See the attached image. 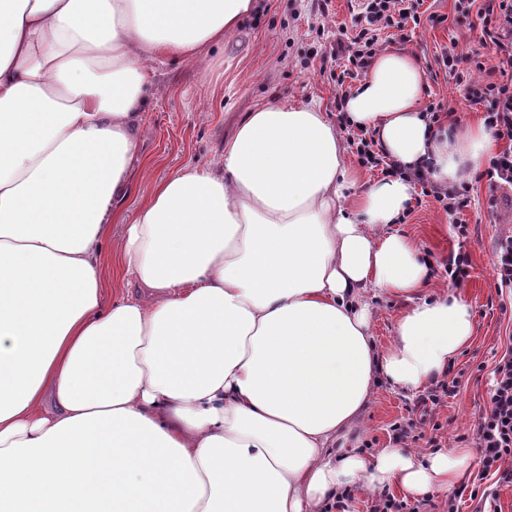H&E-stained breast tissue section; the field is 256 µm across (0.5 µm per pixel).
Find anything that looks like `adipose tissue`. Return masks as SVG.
<instances>
[{
    "label": "adipose tissue",
    "instance_id": "adipose-tissue-1",
    "mask_svg": "<svg viewBox=\"0 0 512 512\" xmlns=\"http://www.w3.org/2000/svg\"><path fill=\"white\" fill-rule=\"evenodd\" d=\"M253 0H0V512H324L447 491L459 458L344 440L381 380L415 390L473 334L393 226L414 183L359 186L316 103L246 112L216 164L118 209L163 53L196 61ZM426 75L376 56L349 94L400 165L455 181L484 130L430 125ZM123 227L103 307L102 242ZM405 296L386 350L371 293Z\"/></svg>",
    "mask_w": 512,
    "mask_h": 512
}]
</instances>
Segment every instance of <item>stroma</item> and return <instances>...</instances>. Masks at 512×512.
I'll return each instance as SVG.
<instances>
[{
	"instance_id": "stroma-1",
	"label": "stroma",
	"mask_w": 512,
	"mask_h": 512,
	"mask_svg": "<svg viewBox=\"0 0 512 512\" xmlns=\"http://www.w3.org/2000/svg\"><path fill=\"white\" fill-rule=\"evenodd\" d=\"M318 0H256L255 9L243 18L237 34L224 44L207 49L191 64L161 57L142 109L139 155L149 161L146 175H134L123 202L135 210L150 195L154 184L186 166L212 164L224 145V137L244 112L260 104L294 105L317 102L323 111L335 112L339 90H353L354 81L337 84L336 75L324 67V58L336 49L340 32H354V0H330L326 13L317 10ZM455 0H426L433 21L421 22L408 41H400L397 28H387L383 47L413 53L427 75L422 100L440 98L450 103L454 124H479V106L465 101L452 76L439 68L436 58L442 47L458 41L460 49L482 51L492 58L491 48L480 47L475 25L478 16L457 19ZM496 208H489L486 180H479L471 202L460 216L449 215L433 198L411 206L400 230L420 244L430 265V289L442 290L448 282L441 264L458 251L468 252L472 275L458 293L470 308L473 334L461 353L441 372L444 381H456L455 397L445 399L428 416L439 424L442 448L456 450L475 445V424L487 399L492 369L512 346V296L499 294L492 270V249L500 238L512 236V187L493 194ZM471 226L468 239L458 238L456 220ZM371 328L378 349L390 344L395 325L409 302L407 298L378 294L370 299ZM419 391H403L380 382L360 426L348 445L368 461L382 449L393 447L390 427L411 415Z\"/></svg>"
}]
</instances>
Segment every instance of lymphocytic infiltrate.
Segmentation results:
<instances>
[{"mask_svg": "<svg viewBox=\"0 0 512 512\" xmlns=\"http://www.w3.org/2000/svg\"><path fill=\"white\" fill-rule=\"evenodd\" d=\"M424 0H364L357 15L353 35L336 40L331 61H343L344 73L355 79L366 74L381 46V33L396 23L420 25ZM455 11L462 15L477 14L480 20L479 41L491 47L495 65H487L480 52L459 50L457 42L444 46L437 63L462 87L466 101L481 106L483 121L497 140L506 144L492 156L484 175L489 189L512 185V0H455ZM350 146L359 162L384 177H404L405 172L382 149L367 130L352 132ZM422 196L433 198L445 211L456 214L468 207L473 184L462 178L441 183L414 174ZM456 383L441 382L429 388L418 401L419 417L395 424L393 439L398 443L415 440L425 428L426 417L443 398L456 394ZM487 405L476 421V445L479 449L481 476L494 477L495 488L471 491L476 499L475 512H496L497 489L512 486V350H507L493 369V385Z\"/></svg>", "mask_w": 512, "mask_h": 512, "instance_id": "obj_1", "label": "lymphocytic infiltrate"}]
</instances>
